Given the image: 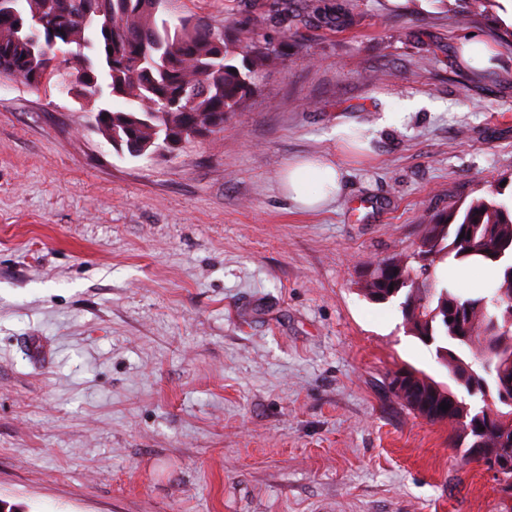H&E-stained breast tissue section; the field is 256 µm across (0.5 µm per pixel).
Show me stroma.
Listing matches in <instances>:
<instances>
[{
  "label": "stroma",
  "mask_w": 512,
  "mask_h": 512,
  "mask_svg": "<svg viewBox=\"0 0 512 512\" xmlns=\"http://www.w3.org/2000/svg\"><path fill=\"white\" fill-rule=\"evenodd\" d=\"M165 0L171 21L294 41L223 130L118 153L97 100L0 81V500L18 512H504L493 481L389 391L448 376L363 264L431 216L512 193V10L487 0ZM477 31L498 65L474 75ZM420 99L409 112L405 103ZM397 113L383 124L385 113ZM362 131L351 153L338 131ZM330 159L295 208L278 177ZM322 0H309L307 5L310 12L323 26H340L349 23L351 19L342 7L336 5L319 4ZM340 175L332 162L299 160L288 163L282 173V188L288 200L302 209L314 210L336 196Z\"/></svg>",
  "instance_id": "35a3bbf8"
}]
</instances>
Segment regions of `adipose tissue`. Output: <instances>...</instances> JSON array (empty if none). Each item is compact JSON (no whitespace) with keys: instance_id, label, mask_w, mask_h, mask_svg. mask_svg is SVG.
Returning a JSON list of instances; mask_svg holds the SVG:
<instances>
[{"instance_id":"adipose-tissue-1","label":"adipose tissue","mask_w":512,"mask_h":512,"mask_svg":"<svg viewBox=\"0 0 512 512\" xmlns=\"http://www.w3.org/2000/svg\"><path fill=\"white\" fill-rule=\"evenodd\" d=\"M281 182L288 200L300 208L314 210L336 195L340 171L329 161L299 160L288 164Z\"/></svg>"}]
</instances>
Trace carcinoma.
Masks as SVG:
<instances>
[{"label": "carcinoma", "instance_id": "cac0c4a2", "mask_svg": "<svg viewBox=\"0 0 512 512\" xmlns=\"http://www.w3.org/2000/svg\"><path fill=\"white\" fill-rule=\"evenodd\" d=\"M156 0H0V73L31 78L37 86L64 84L58 68H46L41 35L49 32L75 59L74 72L84 71L94 82L87 89L71 83L75 95H109L127 108H101L95 115L100 134L116 150L155 148L171 140L187 143L199 129L224 128V115L234 111L250 92L253 79L277 63L293 37V17L279 19L283 36L278 45L256 44L243 29L233 36L192 16L172 25L160 17ZM308 8L324 26L350 21L345 10L309 0ZM415 252L433 256L421 287L402 286L404 270L413 269L408 256L393 258L394 267L376 263L363 280L362 292L374 303L403 296L401 315L416 304L406 332L426 345H436L438 359L455 387L470 373L489 382L491 392L512 385V366L499 372L489 353H512V200L495 188L490 196L465 207L435 215L424 225ZM475 255L504 263L502 276L491 288L462 296L440 279L435 262L450 259L465 264ZM427 391L434 380L416 370L394 377ZM429 423H446L463 459L478 457L475 440L462 435L454 407L440 402L412 408ZM483 448H512V428L481 436Z\"/></svg>", "mask_w": 512, "mask_h": 512}]
</instances>
